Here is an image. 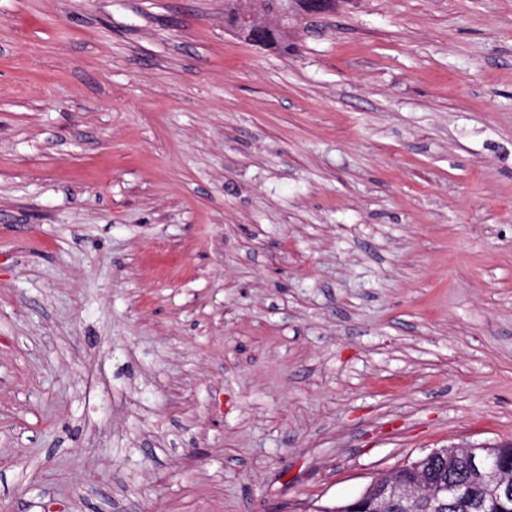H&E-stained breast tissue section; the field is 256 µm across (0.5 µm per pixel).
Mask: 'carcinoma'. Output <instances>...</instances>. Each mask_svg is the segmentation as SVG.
Listing matches in <instances>:
<instances>
[{"label": "carcinoma", "instance_id": "cac0c4a2", "mask_svg": "<svg viewBox=\"0 0 512 512\" xmlns=\"http://www.w3.org/2000/svg\"><path fill=\"white\" fill-rule=\"evenodd\" d=\"M279 0H224V20L232 27L249 15L264 16L269 28L267 47L288 52V32L277 27L270 14ZM397 482L411 486L427 477L422 486L423 500H428L438 480H452L457 487L455 506L448 512H512V498L484 499L478 474L451 458L440 459L420 455L391 470Z\"/></svg>", "mask_w": 512, "mask_h": 512}]
</instances>
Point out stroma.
I'll list each match as a JSON object with an SVG mask.
<instances>
[{
    "label": "stroma",
    "mask_w": 512,
    "mask_h": 512,
    "mask_svg": "<svg viewBox=\"0 0 512 512\" xmlns=\"http://www.w3.org/2000/svg\"><path fill=\"white\" fill-rule=\"evenodd\" d=\"M0 0V512H313L512 442V0ZM280 0H225L224 1V20L232 27L241 23L246 16L264 15V22L269 28V35L266 46L270 49H278L283 53H288V31L277 27L270 14L274 6L279 4Z\"/></svg>",
    "instance_id": "1"
}]
</instances>
